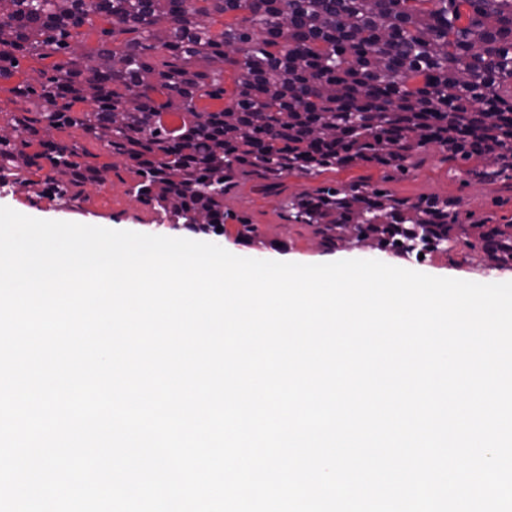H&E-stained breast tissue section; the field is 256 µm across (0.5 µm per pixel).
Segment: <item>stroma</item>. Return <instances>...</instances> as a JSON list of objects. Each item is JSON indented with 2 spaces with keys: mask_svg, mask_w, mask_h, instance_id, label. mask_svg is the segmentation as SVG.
<instances>
[{
  "mask_svg": "<svg viewBox=\"0 0 512 512\" xmlns=\"http://www.w3.org/2000/svg\"><path fill=\"white\" fill-rule=\"evenodd\" d=\"M362 180L388 189L394 196L416 200L423 195H438L455 200L461 224H512V182H479L468 179L458 165L445 160L437 146H428L424 158L406 173L387 177L384 170L358 166L327 171L314 178L291 176L284 181L280 195L262 191L256 181L241 180L224 198L225 209L233 212L226 222V233L219 240L224 248L247 253L259 260L294 258L307 264L333 259H375L386 261L385 252L353 241L329 248L322 244L313 226L288 221L283 210L285 196L326 185H341ZM134 174L120 170L118 175L101 185L85 187V202L81 206H60L55 200L34 195L31 188L19 186L13 192L0 193V206L16 211H30L32 217L93 224L100 227L129 230L144 234L175 235L191 238L186 229L170 230L160 215L143 204L132 192ZM248 217L258 224L259 235L250 242L236 237V216ZM407 267L431 276L485 282L494 271L485 266L477 255L454 250L438 252L430 262L421 264L407 260ZM499 281H512V268L495 271Z\"/></svg>",
  "mask_w": 512,
  "mask_h": 512,
  "instance_id": "obj_1",
  "label": "stroma"
}]
</instances>
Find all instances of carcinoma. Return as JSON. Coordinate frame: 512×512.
Wrapping results in <instances>:
<instances>
[{
  "mask_svg": "<svg viewBox=\"0 0 512 512\" xmlns=\"http://www.w3.org/2000/svg\"><path fill=\"white\" fill-rule=\"evenodd\" d=\"M85 26L98 34L87 51ZM33 56L52 62L9 89L33 109L13 113L0 137V186L42 197L74 200L115 169L54 137L71 127L125 161L145 205L213 230L233 218L224 196L242 176L280 194L290 175L403 174L431 144L473 179L512 181V0H0V81ZM227 71L237 75L229 102L199 109L224 98ZM165 113L188 121L170 130ZM456 207L362 181L283 204L326 246L344 227L410 250L480 247L512 264V224L464 240Z\"/></svg>",
  "mask_w": 512,
  "mask_h": 512,
  "instance_id": "cac0c4a2",
  "label": "carcinoma"
}]
</instances>
